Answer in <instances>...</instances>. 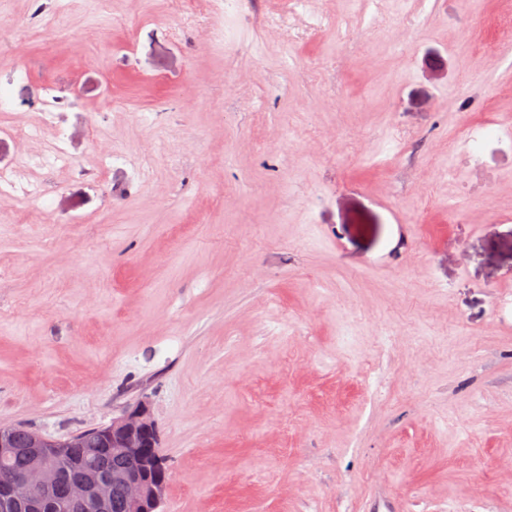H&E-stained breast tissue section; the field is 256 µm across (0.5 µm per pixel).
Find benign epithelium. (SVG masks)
Instances as JSON below:
<instances>
[{"instance_id":"obj_1","label":"benign epithelium","mask_w":512,"mask_h":512,"mask_svg":"<svg viewBox=\"0 0 512 512\" xmlns=\"http://www.w3.org/2000/svg\"><path fill=\"white\" fill-rule=\"evenodd\" d=\"M12 430L11 426L0 425V456L21 450L29 464L21 476L6 474L0 478V512H19L23 507L28 512H42L58 494L62 497L58 505L68 512H82L89 503L99 512H106L117 484L126 491L123 512H159L168 481L160 457L144 455V449L153 448L158 442L157 427L146 402L140 401L112 418L111 423L95 427L103 446L132 457L136 467L108 475L97 463L85 462L78 467L77 475L61 487L55 476L64 473L61 464L71 463V448L80 433L52 439L32 431L19 449L11 437Z\"/></svg>"}]
</instances>
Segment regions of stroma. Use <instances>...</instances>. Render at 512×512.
<instances>
[{"mask_svg":"<svg viewBox=\"0 0 512 512\" xmlns=\"http://www.w3.org/2000/svg\"><path fill=\"white\" fill-rule=\"evenodd\" d=\"M252 2L74 0L0 59V126L75 79L68 155L122 156L0 199V424L147 401L162 512H512V0ZM90 133L93 138H98L99 148L103 157L98 171V176L100 179L106 180L107 174L112 169V160H114V157L116 156L115 153L112 152V143L101 137L102 131L95 122L90 125Z\"/></svg>","mask_w":512,"mask_h":512,"instance_id":"1","label":"stroma"}]
</instances>
